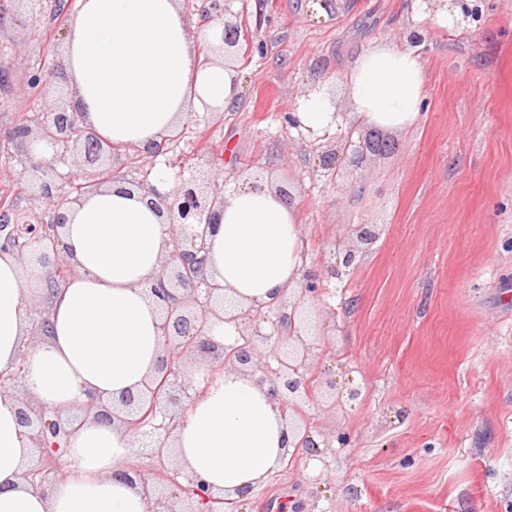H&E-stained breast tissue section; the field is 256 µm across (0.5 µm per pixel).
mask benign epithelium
Segmentation results:
<instances>
[{
    "label": "benign epithelium",
    "instance_id": "obj_1",
    "mask_svg": "<svg viewBox=\"0 0 512 512\" xmlns=\"http://www.w3.org/2000/svg\"><path fill=\"white\" fill-rule=\"evenodd\" d=\"M19 2L28 4V25L40 28L44 18L43 0ZM210 5L204 23L220 22L224 48L236 47L241 26L223 18L217 0H210ZM53 77V73L41 67L33 69L29 87L39 92L40 108L32 118L0 129L3 142L33 140L52 151V158L47 160L27 149L23 151L22 171L6 170L10 181L24 180L30 169L41 172L40 181L29 194L23 212L7 218L0 208V222L13 225L14 232L26 239L25 248L15 257L25 263L41 264L47 283L53 287L59 283L58 276L75 274L73 266L59 259V229L66 223L65 209L85 194L112 183L126 184L152 196L150 204L166 217L173 243L161 272L148 284L150 296L161 309L160 330L164 338L154 378L143 391L123 396L110 411L91 394L81 408L85 418L116 421L128 432L154 437L156 448L151 455L156 462L154 475L170 486L171 492L165 496L157 494L156 485L131 465L113 473V477L136 485L148 504V512H209L200 510L209 504L235 508L237 500L214 496L206 482L196 476L181 484L166 465L170 457L169 438L188 409L185 400L199 397L214 373L224 370L250 375L258 385L266 387L268 398L284 421L283 443L293 448L283 465L302 459L325 461L332 452V440L328 436L320 442L315 439V429L304 407L327 399L336 407L345 398H357L360 391L351 388L338 392L336 381L324 373L318 375L314 383L307 377L311 358L323 352L320 336L310 333L306 320V314L322 302L323 276L310 270L304 274L299 287L288 295L272 304L248 309L257 321L274 317L273 332L264 334L256 327L243 326L244 313L225 297L224 286L211 278L206 268V237L224 209V192L216 184L223 172L216 168L215 162L200 155L185 167L188 175H179L171 190L159 191L150 175L158 165V157L165 153V142L128 148L146 160L144 175H136L116 155L103 150L104 139L84 125L82 113L69 100L51 94ZM70 155L82 168L80 178L84 190L79 193L68 189L73 177L58 171L59 165L68 163ZM338 160L336 147L322 151L319 164L325 176H336ZM105 170L112 171V177H102ZM218 320L235 325L238 337L233 344L226 345L211 335L212 324ZM25 359L26 355L20 356L16 370L0 372V396L14 394L15 383L26 377ZM188 376L196 377L197 387L192 393L190 385L186 384ZM19 403V423L36 457V463L30 465L22 478L41 487L60 468L63 456L60 439L68 434V428L78 416L64 417L29 399H21ZM148 412L158 417L152 432L138 426ZM179 499L189 501L190 507L181 511L171 508V503Z\"/></svg>",
    "mask_w": 512,
    "mask_h": 512
}]
</instances>
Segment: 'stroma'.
<instances>
[{
  "label": "stroma",
  "instance_id": "stroma-1",
  "mask_svg": "<svg viewBox=\"0 0 512 512\" xmlns=\"http://www.w3.org/2000/svg\"><path fill=\"white\" fill-rule=\"evenodd\" d=\"M477 19L453 30L425 25L413 41L409 0H221L247 42L231 63L240 93L222 118L200 116L203 141L227 183L269 178L298 210L309 255L325 272L327 306L312 313L329 350L312 372H330L360 398L310 406L324 434L350 445L326 461L271 474L238 512L304 500L313 512H512V0H466ZM14 15L0 57V127L34 107L25 74L56 70L64 43ZM401 42L423 61L420 122L388 132L393 151L360 165L319 168L326 142L288 124L300 98L329 86L342 114L347 69L369 44ZM374 224L376 242L341 277L328 276L350 229ZM320 484H313V477Z\"/></svg>",
  "mask_w": 512,
  "mask_h": 512
}]
</instances>
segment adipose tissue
I'll return each instance as SVG.
<instances>
[{"label":"adipose tissue","mask_w":512,"mask_h":512,"mask_svg":"<svg viewBox=\"0 0 512 512\" xmlns=\"http://www.w3.org/2000/svg\"><path fill=\"white\" fill-rule=\"evenodd\" d=\"M64 74L85 123L119 145L162 142L190 116L231 107L238 95L234 71L199 63L180 0H77ZM425 83L419 57L399 42L370 44L344 82L353 121L388 131L414 127ZM294 118L316 134L342 121L324 85L299 100ZM66 219L63 255L76 273L63 286H48L41 266L0 253V371L27 353L30 397L65 414L88 394L109 405L152 377L163 337L145 289L172 248L163 217L122 184L84 196ZM303 247L294 202L250 179L227 197L207 240V267L244 309L297 286ZM36 302L48 326L31 344ZM17 409L15 399L0 397V512H147L138 489L112 476L145 454L141 440L91 418L74 426L64 442V474L44 494L22 478L31 450ZM282 431L265 387L227 371L189 405L172 455L215 494L234 498L281 466Z\"/></svg>","instance_id":"obj_1"}]
</instances>
